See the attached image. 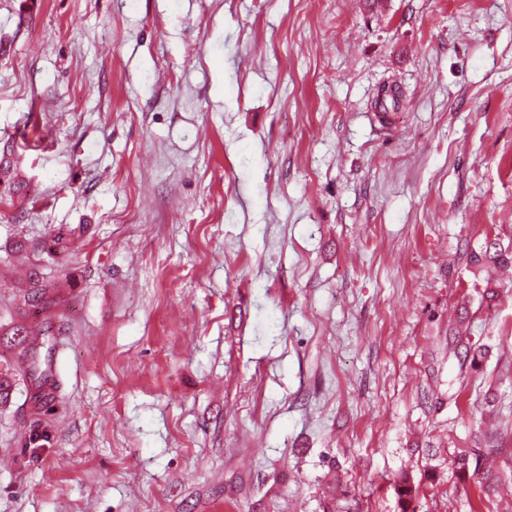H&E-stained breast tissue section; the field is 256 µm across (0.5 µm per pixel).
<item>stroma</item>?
<instances>
[{
	"instance_id": "stroma-1",
	"label": "stroma",
	"mask_w": 512,
	"mask_h": 512,
	"mask_svg": "<svg viewBox=\"0 0 512 512\" xmlns=\"http://www.w3.org/2000/svg\"><path fill=\"white\" fill-rule=\"evenodd\" d=\"M7 144L0 328L55 332L42 386L0 340V512H512L455 466L489 390L512 458V0H0ZM389 86V88H388ZM402 101V94L398 87L394 84L384 85L375 100L374 108L386 115L390 110L398 108ZM471 273L479 291L482 303L490 307L500 297L502 285L496 278L498 269L512 268V245L504 246L499 238H486L479 248L470 256ZM26 293L24 295V304L28 308H47L55 302L54 288H57L55 283L47 280L43 273H39L37 268L34 267L30 272L27 284ZM466 333L467 327H465L464 331L457 329L454 333L449 334V336H454L457 346L463 349L461 352L463 361H469L470 368L476 372L481 367L484 359L488 356L489 347L486 344H480L478 342L470 344V337H467V342H464L463 336H466ZM419 485L408 474H402L394 483L400 512H414L413 503L419 494Z\"/></svg>"
}]
</instances>
